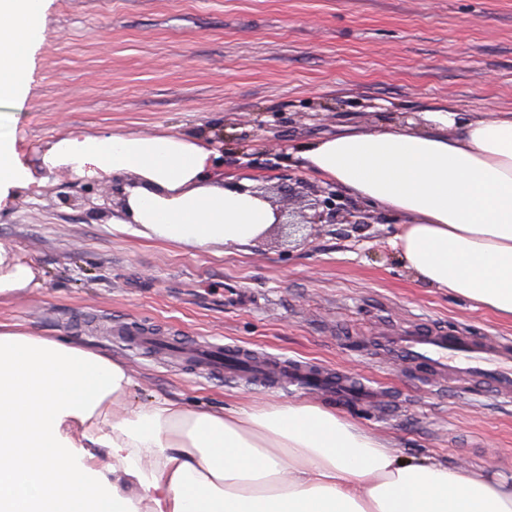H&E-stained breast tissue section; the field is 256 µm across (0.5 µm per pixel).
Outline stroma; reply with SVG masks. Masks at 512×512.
Instances as JSON below:
<instances>
[{"instance_id":"35a3bbf8","label":"stroma","mask_w":512,"mask_h":512,"mask_svg":"<svg viewBox=\"0 0 512 512\" xmlns=\"http://www.w3.org/2000/svg\"><path fill=\"white\" fill-rule=\"evenodd\" d=\"M453 106L512 111V0H47L25 98L13 113L27 165L65 131L201 136L225 175L253 180L275 207L293 179L365 212L307 241L278 228L245 250H187L113 230L122 180L64 170L41 194L0 207V243L38 272V288L0 305V321L126 364L133 400L191 409L290 402L206 378L113 342L106 319L187 338L312 359L376 381L401 400L347 419L401 456L512 475V404L416 382L407 367L350 346L416 317L511 336L512 323L417 280L390 245L396 218L310 175L298 146L347 130L425 127Z\"/></svg>"}]
</instances>
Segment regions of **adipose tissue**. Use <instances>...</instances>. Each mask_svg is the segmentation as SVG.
<instances>
[{
	"mask_svg": "<svg viewBox=\"0 0 512 512\" xmlns=\"http://www.w3.org/2000/svg\"><path fill=\"white\" fill-rule=\"evenodd\" d=\"M47 0H0V100L24 96ZM425 128L338 133L298 155L323 181L403 216L393 241L421 282L512 321V114L452 107ZM212 146L177 132L71 131L43 172L25 166L16 120L0 113V200L71 170L122 177L116 230L184 248H238L277 210L250 181H225ZM37 272L0 244V303ZM121 363L0 322V512H512V480L414 464L329 408L265 403L190 410L169 399L131 404ZM46 449L41 467L19 456Z\"/></svg>",
	"mask_w": 512,
	"mask_h": 512,
	"instance_id": "1",
	"label": "adipose tissue"
}]
</instances>
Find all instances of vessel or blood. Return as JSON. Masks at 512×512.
Instances as JSON below:
<instances>
[{"instance_id":"vessel-or-blood-1","label":"vessel or blood","mask_w":512,"mask_h":512,"mask_svg":"<svg viewBox=\"0 0 512 512\" xmlns=\"http://www.w3.org/2000/svg\"><path fill=\"white\" fill-rule=\"evenodd\" d=\"M377 344L385 356L410 365L417 376L436 386L456 381L466 393L470 379L480 380L497 398L512 396V339L487 340L468 332L449 331L446 324L424 319L394 324L378 332ZM192 372L219 376L228 382L248 380L257 388L297 386L334 392L340 405L369 406L377 402V387L363 378H342L310 360L283 356L257 357L254 349L239 344L202 342L177 347Z\"/></svg>"}]
</instances>
